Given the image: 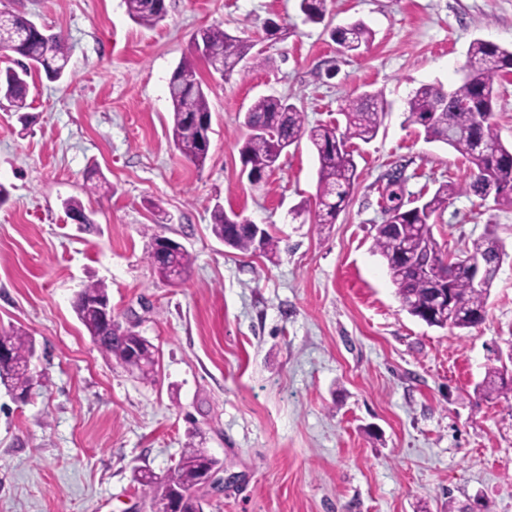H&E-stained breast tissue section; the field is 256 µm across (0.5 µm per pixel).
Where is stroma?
<instances>
[{
  "label": "stroma",
  "instance_id": "stroma-1",
  "mask_svg": "<svg viewBox=\"0 0 512 512\" xmlns=\"http://www.w3.org/2000/svg\"><path fill=\"white\" fill-rule=\"evenodd\" d=\"M166 5L147 29L124 0H0L69 50L61 80L35 78L27 121L0 103V329L35 342L28 397L0 386V512H150L135 472L167 474L190 442L225 477L198 489L204 512H512V402L477 390L512 351V208L465 192L433 224L442 252L461 254L489 227L507 251L475 328L411 316L373 248L393 171L409 198L471 181L407 101L423 84L456 88L474 38L511 47L512 0H328L321 24L299 0ZM271 20L291 35L264 40ZM355 20L375 39L342 52L331 30ZM214 22L259 40L264 62L227 77L200 65L212 133L199 170L169 137L167 82ZM377 91L391 107L375 139L352 145L358 177L334 224L315 228L308 142L249 181L241 121L259 96L316 125ZM94 174L107 194H91ZM70 197L93 226L71 223ZM218 205L266 225L277 258L215 238ZM153 234L191 253L184 280L146 260ZM95 281L155 346L152 379L106 357L78 321L74 297Z\"/></svg>",
  "mask_w": 512,
  "mask_h": 512
}]
</instances>
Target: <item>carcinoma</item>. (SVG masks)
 <instances>
[{"label": "carcinoma", "mask_w": 512, "mask_h": 512, "mask_svg": "<svg viewBox=\"0 0 512 512\" xmlns=\"http://www.w3.org/2000/svg\"><path fill=\"white\" fill-rule=\"evenodd\" d=\"M128 16L138 25L153 28L163 20L161 0H125ZM305 21L320 23L327 13V0H300ZM336 44L346 52H356L368 46L372 30L361 20L339 26L332 31ZM199 42L208 55L224 57V73L231 74L245 59L252 66L263 63L261 51L255 43L233 36L220 24L199 30ZM25 52L16 60V66L0 68V98L6 99L15 111L27 108L29 78L33 72L27 61L42 68L46 79L54 82L62 78L67 64V46L62 35L51 39L28 37ZM202 59L193 50L173 71L168 83L171 101V137L175 148L196 168L204 167L210 149L211 127H197L190 117L210 115L206 84L200 79L197 61ZM512 75V47H505L482 38L473 39L467 50L465 81L454 96L442 87L422 84L407 101L409 118L423 128L425 138L441 142L466 158L473 165V179L465 187L453 182L439 184L432 196L415 206L404 202L402 187L390 191L385 209L389 221L375 226L374 249L385 260L389 276L407 312L429 326L469 329L481 324L491 288L500 268L503 245L494 230L486 229L483 236L473 240L463 252L464 260H474L484 269L483 287H474L461 268L445 272L440 279L433 269L419 263L421 258H441L442 252L433 234L432 217L439 216L448 207V200L461 192L471 191L483 196L486 186L493 184L502 189L494 199L498 206L512 207V144L506 145L495 131L492 122L498 97V86ZM390 108L383 93H367L359 99L345 100L341 115L344 130L335 125H309L305 112L288 100L275 96H262L247 109L248 119L242 125L269 129L264 134L247 132L240 156L243 163L257 174L273 171L275 161L289 146L307 139L317 155V189L335 192L331 203L317 214L319 224H333L342 204L349 198L356 178V164L348 142L359 139L373 140L379 131L381 117ZM211 230L224 245L241 252L253 251L251 229L247 224L228 223L224 208L217 206L211 213ZM147 259L164 280H170L171 267H176L179 278L190 272L193 258L183 246L174 249L171 263H159L155 256ZM446 284L449 296L464 316L447 325L439 319L435 309V294L440 284ZM110 301L108 289L101 282L85 285L73 302L74 312L92 341L106 356L117 363L132 362L130 343L133 337L120 334V329L103 323L94 304ZM9 338L11 355L0 364V384L12 393L27 396L30 385V363L35 352L31 337L23 330L3 332ZM147 357L138 361V373L147 379L155 372L153 345L146 339L139 342ZM478 391L488 399L506 398L512 393V376L498 367L488 370ZM215 464L203 450L192 445L184 449L173 472L158 477L143 471L136 477L143 493L150 501L160 505L174 493H180L181 512H204L202 500L193 494L205 460Z\"/></svg>", "instance_id": "carcinoma-1"}]
</instances>
